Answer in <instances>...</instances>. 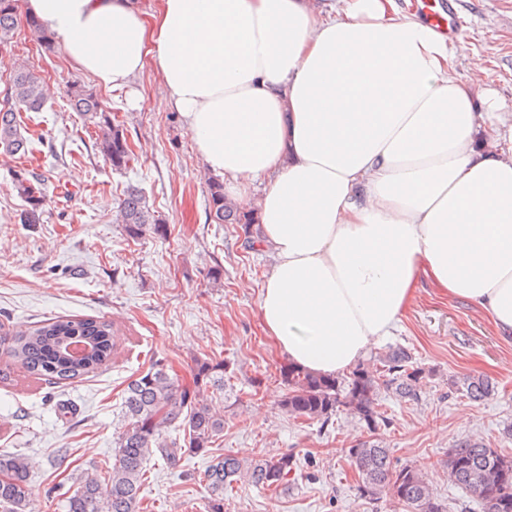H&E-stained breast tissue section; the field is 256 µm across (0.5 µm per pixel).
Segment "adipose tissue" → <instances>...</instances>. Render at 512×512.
Here are the masks:
<instances>
[{
  "mask_svg": "<svg viewBox=\"0 0 512 512\" xmlns=\"http://www.w3.org/2000/svg\"><path fill=\"white\" fill-rule=\"evenodd\" d=\"M25 10L104 90L154 63L207 168L257 203L274 258L260 310L293 365L346 372L400 320L422 274L512 332L504 105L457 77L455 47L398 0Z\"/></svg>",
  "mask_w": 512,
  "mask_h": 512,
  "instance_id": "adipose-tissue-1",
  "label": "adipose tissue"
}]
</instances>
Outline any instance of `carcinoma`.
Returning a JSON list of instances; mask_svg holds the SVG:
<instances>
[{
	"instance_id": "1",
	"label": "carcinoma",
	"mask_w": 512,
	"mask_h": 512,
	"mask_svg": "<svg viewBox=\"0 0 512 512\" xmlns=\"http://www.w3.org/2000/svg\"><path fill=\"white\" fill-rule=\"evenodd\" d=\"M24 24L46 49L54 47V36L30 16H22L19 0H0V47L13 38ZM46 99L39 78L26 69L17 70L0 105V155L23 157L29 139L21 113L40 112ZM70 106L84 121L97 128L100 152L112 168L130 167L135 153L122 125L113 120L103 103L80 86L70 89ZM15 188L29 204L27 221L39 220L45 202L41 179L35 173L15 174ZM208 206L216 224H242L245 247L261 250L255 210L245 209L224 195V184H210ZM118 223L127 237L137 242L151 233L168 234L151 211L143 191L126 188L119 200ZM72 341L90 345L82 360L68 357L65 348ZM112 323L95 317H52L38 321L25 331L0 333V351L21 366L31 377L49 385H66L83 380L112 362ZM423 368L415 365L412 352L390 347L367 362L357 364L345 377L321 376L288 366L281 370L286 392L279 402L293 418L328 423L343 406L375 433L385 417L378 410L380 389L392 390L417 401L422 390ZM194 389L182 387L162 362L131 380L122 405L126 424L114 450V462L102 477L95 472L80 476L77 488L63 499L65 512H137L146 462L157 455L171 466L177 465L185 449L204 450L224 433V418L208 403V393L224 390V365L208 360L196 362ZM492 391L483 377L466 382V396L481 401ZM183 426V438L167 435L176 423ZM351 465L358 473L360 495L392 503L411 512H447L421 469L396 468L389 450L378 441L366 440L348 449ZM293 456L244 461L234 455H218L208 465L204 480L213 496L211 512H224V491L246 481L261 489H276L294 469ZM448 478L481 500L484 512H512V456L482 439H466L448 449ZM0 512H32L29 493V465L18 455H0Z\"/></svg>"
}]
</instances>
